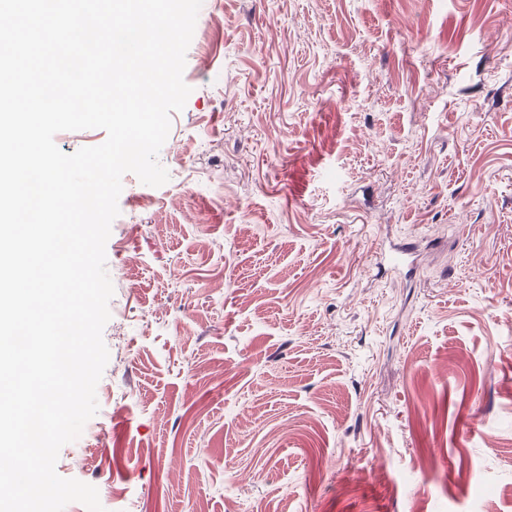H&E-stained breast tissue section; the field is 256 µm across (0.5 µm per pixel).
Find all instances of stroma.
<instances>
[{
	"label": "stroma",
	"instance_id": "obj_1",
	"mask_svg": "<svg viewBox=\"0 0 512 512\" xmlns=\"http://www.w3.org/2000/svg\"><path fill=\"white\" fill-rule=\"evenodd\" d=\"M183 79L57 474L106 512H512V0H203Z\"/></svg>",
	"mask_w": 512,
	"mask_h": 512
}]
</instances>
